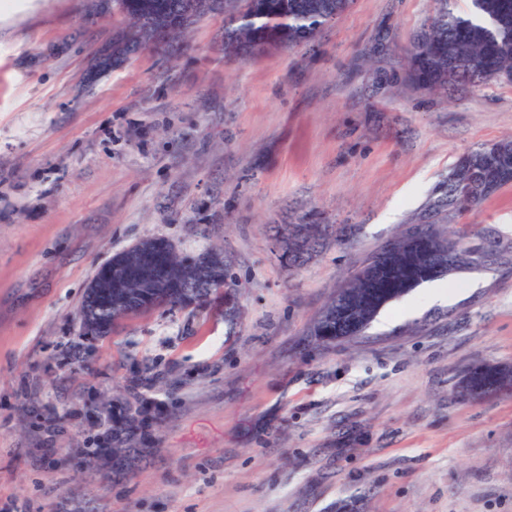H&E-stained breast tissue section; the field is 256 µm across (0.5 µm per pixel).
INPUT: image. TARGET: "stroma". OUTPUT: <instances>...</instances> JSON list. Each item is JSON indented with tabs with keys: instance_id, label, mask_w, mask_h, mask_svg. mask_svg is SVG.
I'll use <instances>...</instances> for the list:
<instances>
[{
	"instance_id": "35a3bbf8",
	"label": "stroma",
	"mask_w": 512,
	"mask_h": 512,
	"mask_svg": "<svg viewBox=\"0 0 512 512\" xmlns=\"http://www.w3.org/2000/svg\"><path fill=\"white\" fill-rule=\"evenodd\" d=\"M433 0H352L311 44L224 56V18L186 50L102 75L126 27L89 0L0 17V512H512V184L455 230L489 256L383 307L364 335L308 330L387 241L430 213L463 153L512 137V82L431 93L408 52ZM274 224L349 225L298 270ZM144 237L224 249L225 303L157 309L86 337L96 269ZM155 448L116 480L90 456L142 366ZM504 386H512V367L476 365L464 373L459 388L463 395L475 398L498 391Z\"/></svg>"
}]
</instances>
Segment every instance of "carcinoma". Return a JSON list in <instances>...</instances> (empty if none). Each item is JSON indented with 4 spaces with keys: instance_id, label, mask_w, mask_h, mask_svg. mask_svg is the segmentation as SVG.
Here are the masks:
<instances>
[{
    "instance_id": "carcinoma-1",
    "label": "carcinoma",
    "mask_w": 512,
    "mask_h": 512,
    "mask_svg": "<svg viewBox=\"0 0 512 512\" xmlns=\"http://www.w3.org/2000/svg\"><path fill=\"white\" fill-rule=\"evenodd\" d=\"M434 14L417 35L410 53L409 72L419 85L434 91L456 82L478 87L492 79L512 81V0H470L469 10L455 12L452 0H435ZM351 0H93L97 12L119 14L129 30L112 38V52L101 55L98 67L117 68L144 48L170 54L185 43L201 19L224 15V53L250 57L269 49L290 48L313 40L318 31L344 12ZM512 170V138L471 150L459 157L448 174L445 196L430 202L433 210L447 205L460 215L477 209L488 197L478 185ZM329 225L294 224L277 239L280 258L290 267L302 266L323 246ZM171 243L145 237L112 256L124 269L153 264L157 279L144 282L120 307L106 308L86 288L77 318L92 319L96 335L107 336L118 321L157 308L195 311L223 296L228 287L226 268L212 259L221 252L211 247L194 255L170 254ZM460 257L466 269L485 258L479 244L453 234L442 236L432 224H419L386 243L333 296L314 321L309 336L329 348L366 329L388 303L419 285L448 274L438 270L441 255ZM512 386V367L476 365L464 373L460 391L481 397ZM112 475L127 469L146 448L152 423L143 397L118 398L112 405Z\"/></svg>"
}]
</instances>
